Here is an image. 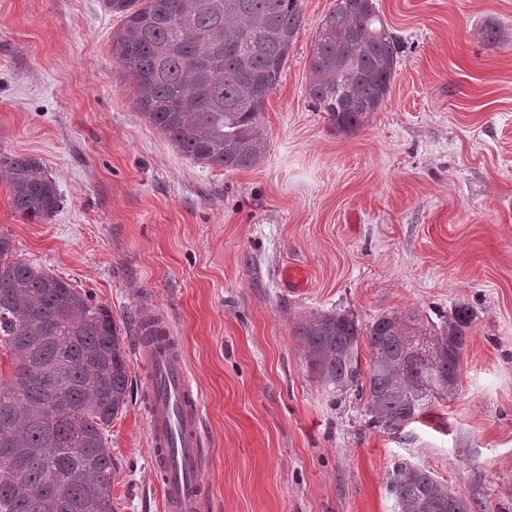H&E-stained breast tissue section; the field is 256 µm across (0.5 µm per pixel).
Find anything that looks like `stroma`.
Returning a JSON list of instances; mask_svg holds the SVG:
<instances>
[{
	"label": "stroma",
	"instance_id": "1",
	"mask_svg": "<svg viewBox=\"0 0 512 512\" xmlns=\"http://www.w3.org/2000/svg\"><path fill=\"white\" fill-rule=\"evenodd\" d=\"M374 4L400 61L367 124L339 132L313 106L308 58L335 0H302L265 156L227 171L143 118L102 0H0V153L37 158L61 198L27 220L0 177V236L121 332L132 393L108 429L114 512H163L146 309L170 318L202 394L204 512H392L401 459L471 512H512V0ZM292 264L306 287L283 281ZM459 302L476 319L458 391L397 434L369 426L355 391L327 392L296 334L336 308L363 326L413 313L429 331Z\"/></svg>",
	"mask_w": 512,
	"mask_h": 512
}]
</instances>
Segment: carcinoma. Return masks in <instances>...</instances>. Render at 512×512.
Returning a JSON list of instances; mask_svg holds the SVG:
<instances>
[{
	"instance_id": "cac0c4a2",
	"label": "carcinoma",
	"mask_w": 512,
	"mask_h": 512,
	"mask_svg": "<svg viewBox=\"0 0 512 512\" xmlns=\"http://www.w3.org/2000/svg\"><path fill=\"white\" fill-rule=\"evenodd\" d=\"M121 17L112 47L144 117L193 162L248 169L268 143L265 108L303 20L302 0H103ZM399 63L395 36L373 0H336L313 41L308 95L338 131L364 126ZM11 205L44 220L56 184L33 157L0 153ZM0 236V512H114L107 427L128 403L130 364L110 311L62 277L8 259ZM411 314L367 327L345 310L297 326L308 367L332 392L366 398L369 424L396 434L458 388L474 313L455 307L426 333ZM367 338V380L359 341ZM386 490L395 512H469L424 466L395 463Z\"/></svg>"
}]
</instances>
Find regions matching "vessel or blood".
Returning a JSON list of instances; mask_svg holds the SVG:
<instances>
[{
    "mask_svg": "<svg viewBox=\"0 0 512 512\" xmlns=\"http://www.w3.org/2000/svg\"><path fill=\"white\" fill-rule=\"evenodd\" d=\"M142 318L154 325L145 351L146 423L164 512H203L208 491L200 392L165 318L152 310Z\"/></svg>",
    "mask_w": 512,
    "mask_h": 512,
    "instance_id": "obj_1",
    "label": "vessel or blood"
}]
</instances>
